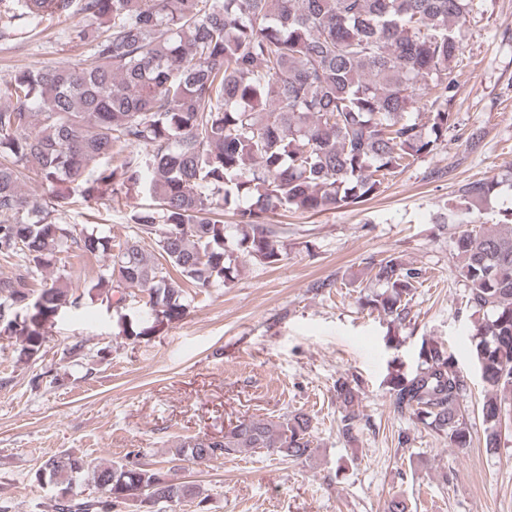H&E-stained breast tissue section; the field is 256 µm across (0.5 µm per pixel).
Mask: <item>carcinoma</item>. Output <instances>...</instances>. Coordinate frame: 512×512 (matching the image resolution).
I'll return each mask as SVG.
<instances>
[{"instance_id":"carcinoma-1","label":"carcinoma","mask_w":512,"mask_h":512,"mask_svg":"<svg viewBox=\"0 0 512 512\" xmlns=\"http://www.w3.org/2000/svg\"><path fill=\"white\" fill-rule=\"evenodd\" d=\"M474 0H0V38L15 21L38 26L81 14L75 38L94 61L16 69L0 95V306L18 358L46 342L45 325L80 305L61 254L107 256L87 294L121 303L129 289L148 294L155 319L186 312L185 288L227 287L242 260L276 265L288 244L269 222L279 211L315 215L357 205L383 192L447 141L455 124L457 67ZM48 193L32 200L22 184ZM500 182L465 184L436 216L452 224L457 269L469 290L472 355L491 391L481 413L485 447L498 448L512 427V209L493 229L475 217ZM112 195L145 196L129 212L122 243L97 224L74 235L61 215ZM237 217L229 240L224 214ZM381 290L359 297L396 327L410 315L422 271L400 255L370 263ZM50 279L37 281L43 273ZM421 364L387 375L396 411L409 413L451 448H467V381L436 343ZM340 432L356 440L358 383L336 380ZM266 450L291 460L312 457V417H243L216 441L185 440L170 462L218 459ZM85 462L50 456L38 477L58 489L55 512H176L203 508L196 488L172 480L174 468L142 461V452L92 470L103 491L74 498Z\"/></svg>"}]
</instances>
